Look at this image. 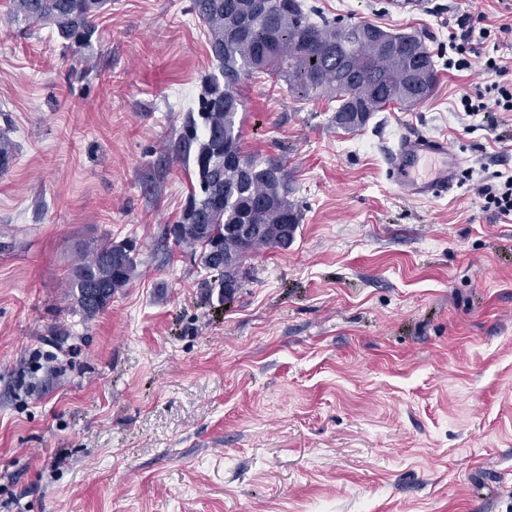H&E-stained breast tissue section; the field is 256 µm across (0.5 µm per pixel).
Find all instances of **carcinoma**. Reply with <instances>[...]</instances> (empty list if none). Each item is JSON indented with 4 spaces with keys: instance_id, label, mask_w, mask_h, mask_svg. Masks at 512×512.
I'll list each match as a JSON object with an SVG mask.
<instances>
[{
    "instance_id": "carcinoma-1",
    "label": "carcinoma",
    "mask_w": 512,
    "mask_h": 512,
    "mask_svg": "<svg viewBox=\"0 0 512 512\" xmlns=\"http://www.w3.org/2000/svg\"><path fill=\"white\" fill-rule=\"evenodd\" d=\"M109 0H10L9 17L45 22L73 49L86 45ZM192 11L209 32L218 72L205 80L198 107L186 112L170 151L192 165L188 205L169 229L175 242L200 250L203 268L218 287L240 284L246 259L272 248L270 225L295 235L300 211L288 199L290 178L279 159L259 161L242 148L243 101L239 87L266 76L284 81L296 97L336 103L334 121L345 131L362 128L372 115L428 99L437 83L431 52L416 35L381 31L380 49L351 24L344 36L336 23L313 20L301 0H192ZM16 156L0 133V172ZM137 252L105 238L83 249L67 288L75 310L91 319L112 294L135 277Z\"/></svg>"
}]
</instances>
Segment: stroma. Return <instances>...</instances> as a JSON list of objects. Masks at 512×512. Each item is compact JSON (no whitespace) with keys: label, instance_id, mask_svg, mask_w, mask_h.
<instances>
[{"label":"stroma","instance_id":"35a3bbf8","mask_svg":"<svg viewBox=\"0 0 512 512\" xmlns=\"http://www.w3.org/2000/svg\"><path fill=\"white\" fill-rule=\"evenodd\" d=\"M0 0V512H512V223L474 194L512 178V112L483 95L512 0H303L424 40L433 95L337 128L282 81L241 87L243 147L288 168L302 214L227 299L177 245L189 173L169 150L215 69L192 0H112L89 46ZM473 17L470 68L449 21ZM414 131L463 158L453 191L405 197L387 155ZM130 240L136 277L84 320L83 248ZM62 372L23 354L48 338Z\"/></svg>","mask_w":512,"mask_h":512}]
</instances>
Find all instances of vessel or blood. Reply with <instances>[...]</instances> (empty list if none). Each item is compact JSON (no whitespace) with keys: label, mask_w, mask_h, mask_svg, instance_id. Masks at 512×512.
<instances>
[{"label":"vessel or blood","mask_w":512,"mask_h":512,"mask_svg":"<svg viewBox=\"0 0 512 512\" xmlns=\"http://www.w3.org/2000/svg\"><path fill=\"white\" fill-rule=\"evenodd\" d=\"M460 158L447 141L419 133L401 136L390 157V170L397 186L412 200L436 199L458 182Z\"/></svg>","instance_id":"obj_1"}]
</instances>
